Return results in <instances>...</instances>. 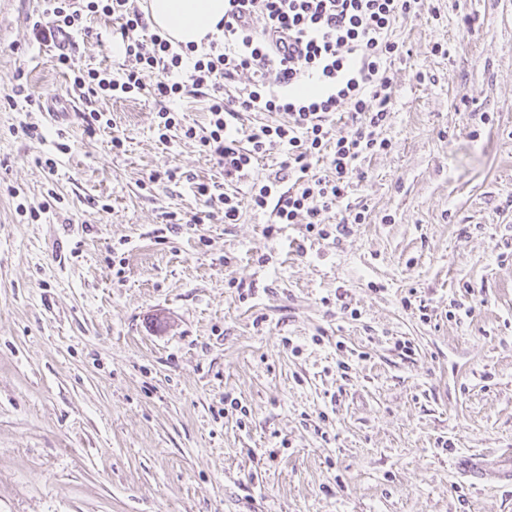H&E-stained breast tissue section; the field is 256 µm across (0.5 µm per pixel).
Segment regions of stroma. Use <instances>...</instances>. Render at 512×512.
Instances as JSON below:
<instances>
[{
  "label": "stroma",
  "instance_id": "1",
  "mask_svg": "<svg viewBox=\"0 0 512 512\" xmlns=\"http://www.w3.org/2000/svg\"><path fill=\"white\" fill-rule=\"evenodd\" d=\"M44 8L0 0V78L67 97L55 120L0 101V512H512L451 466L512 455V0L396 26L366 220L326 239L247 206L195 223L224 172L159 142L162 102L98 100L86 135ZM111 31L75 65L131 68ZM220 189V186L208 183H196V192L203 199L206 207H209L213 201L218 199L224 203V221L228 224L236 223L240 218L242 208V199L234 194L219 193L217 198L213 191Z\"/></svg>",
  "mask_w": 512,
  "mask_h": 512
}]
</instances>
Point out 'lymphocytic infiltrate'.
<instances>
[{"label": "lymphocytic infiltrate", "instance_id": "f902f5d3", "mask_svg": "<svg viewBox=\"0 0 512 512\" xmlns=\"http://www.w3.org/2000/svg\"><path fill=\"white\" fill-rule=\"evenodd\" d=\"M223 33L206 48L172 42L149 32L142 14L129 0H52L45 19L32 30L41 43L60 34L76 38L91 32L92 19L116 21L112 36L123 45L135 67L121 76L107 68L80 69L69 54L57 56L73 87L89 95L126 99L142 93L178 99L194 89L208 101L209 121L198 128L183 124L177 113L161 109L159 139L181 127L185 138L197 141L224 171L228 183L252 172L266 152L283 156L280 173L251 183L247 198L215 194L213 185L199 183L204 204L220 201L224 221L236 223L242 206L272 210L276 223L293 224L306 216L307 232L344 235L364 215L341 218L334 229L321 228V212L336 208L359 176L362 155L385 149L378 131L391 118L387 64L402 54L392 37L393 27L409 17L418 0H226ZM262 15L265 24L254 29L251 19ZM159 73L155 84L145 76ZM250 81L238 85L241 74ZM244 112H273L280 122L264 124L239 139L233 120ZM350 112L359 119L347 136L330 139L333 114ZM329 161L330 176L310 178L313 160ZM294 182L282 188V174Z\"/></svg>", "mask_w": 512, "mask_h": 512}]
</instances>
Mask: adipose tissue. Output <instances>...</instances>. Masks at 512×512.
<instances>
[{"label": "adipose tissue", "mask_w": 512, "mask_h": 512, "mask_svg": "<svg viewBox=\"0 0 512 512\" xmlns=\"http://www.w3.org/2000/svg\"><path fill=\"white\" fill-rule=\"evenodd\" d=\"M224 17V0H149L146 24L184 45L202 44L217 34Z\"/></svg>", "instance_id": "obj_1"}]
</instances>
